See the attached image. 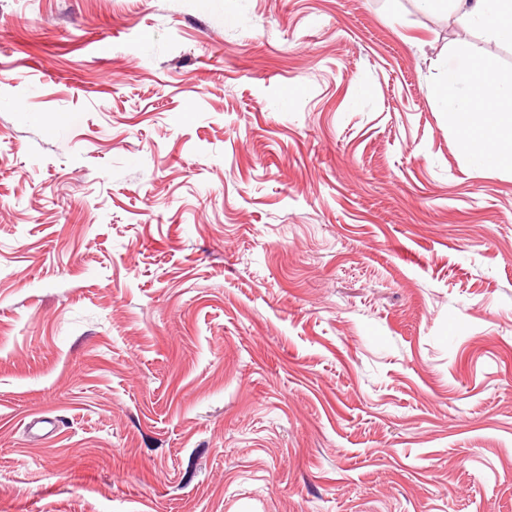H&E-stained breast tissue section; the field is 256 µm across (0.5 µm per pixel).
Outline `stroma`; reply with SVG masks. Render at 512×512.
<instances>
[{
	"label": "stroma",
	"mask_w": 512,
	"mask_h": 512,
	"mask_svg": "<svg viewBox=\"0 0 512 512\" xmlns=\"http://www.w3.org/2000/svg\"><path fill=\"white\" fill-rule=\"evenodd\" d=\"M417 0H0V512H512V164Z\"/></svg>",
	"instance_id": "35a3bbf8"
}]
</instances>
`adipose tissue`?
Wrapping results in <instances>:
<instances>
[{
    "mask_svg": "<svg viewBox=\"0 0 512 512\" xmlns=\"http://www.w3.org/2000/svg\"><path fill=\"white\" fill-rule=\"evenodd\" d=\"M459 22L489 42L512 44V0H453ZM456 65L434 87L442 111L473 128L465 150L472 170L492 171L512 160V77L498 73L492 58L460 42L450 50Z\"/></svg>",
    "mask_w": 512,
    "mask_h": 512,
    "instance_id": "1",
    "label": "adipose tissue"
}]
</instances>
